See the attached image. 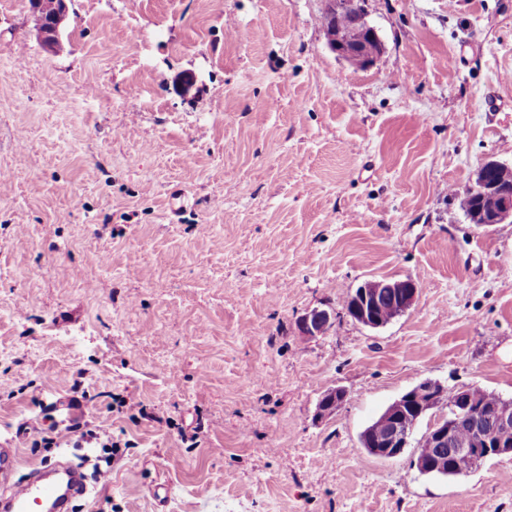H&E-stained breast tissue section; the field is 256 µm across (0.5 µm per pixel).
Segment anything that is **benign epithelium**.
Segmentation results:
<instances>
[{"label": "benign epithelium", "mask_w": 512, "mask_h": 512, "mask_svg": "<svg viewBox=\"0 0 512 512\" xmlns=\"http://www.w3.org/2000/svg\"><path fill=\"white\" fill-rule=\"evenodd\" d=\"M324 13L327 46L336 56L358 68H370L383 54V44L377 31L366 20L362 0H325ZM67 14L66 0L49 26L35 23L44 45L54 48L61 44V27ZM335 16L345 18L346 30L358 32L355 40L343 39L344 31L331 23ZM468 191L480 198L490 196L495 201L493 211L485 213L476 208L468 216L477 226L512 223V163L489 160L476 174ZM419 284L411 278L396 280L371 279L362 283L353 293L354 303L347 314L357 322L379 328L406 312L415 302ZM394 299L392 316L379 313L386 296ZM332 323L327 310L313 309L299 320V329L305 336L323 333ZM346 401V392L340 387L324 390L316 405V415L321 419L334 416ZM468 389L459 388L453 394L442 384L425 379L396 399L388 408L387 424L374 425L364 430L361 444L372 450L380 459L399 457L409 446L410 438L418 423L430 412L448 407V414L436 418L428 426L418 446L414 465L421 474L451 470L464 476L486 460L502 455H512V400H502L492 414L491 427L475 428V436L462 448H453L456 426L469 417L479 406Z\"/></svg>", "instance_id": "1"}]
</instances>
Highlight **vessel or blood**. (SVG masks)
I'll return each instance as SVG.
<instances>
[{"label":"vessel or blood","mask_w":512,"mask_h":512,"mask_svg":"<svg viewBox=\"0 0 512 512\" xmlns=\"http://www.w3.org/2000/svg\"><path fill=\"white\" fill-rule=\"evenodd\" d=\"M17 465L16 446L0 443V482L10 487L8 497L0 500V512H71L73 500L85 492L81 471L72 464L49 465L50 470H64L67 480L63 483L45 480L39 473L12 482Z\"/></svg>","instance_id":"vessel-or-blood-1"}]
</instances>
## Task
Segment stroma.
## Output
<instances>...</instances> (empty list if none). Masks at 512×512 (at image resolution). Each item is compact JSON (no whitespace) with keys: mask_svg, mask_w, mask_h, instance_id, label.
<instances>
[{"mask_svg":"<svg viewBox=\"0 0 512 512\" xmlns=\"http://www.w3.org/2000/svg\"><path fill=\"white\" fill-rule=\"evenodd\" d=\"M62 47L0 0V442L44 409L119 441L75 512H512V456L456 478L360 434L422 380L512 399V223L455 196L512 163V0H67ZM412 278L372 329L343 304ZM335 313L318 336L300 317ZM86 392L69 407L74 382ZM345 389L331 418L320 394ZM324 13L327 46L336 56L358 68L376 65L383 54V44L377 31L366 20L362 0H325ZM335 16H343L347 31L361 33L358 39H343L344 31L331 23ZM419 284L411 278L396 280L371 279L362 283L353 293L354 303L347 314L369 328H379L406 312L415 302ZM390 295L392 298H387ZM392 316L384 317L379 310Z\"/></svg>","mask_w":512,"mask_h":512,"instance_id":"35a3bbf8","label":"stroma"}]
</instances>
